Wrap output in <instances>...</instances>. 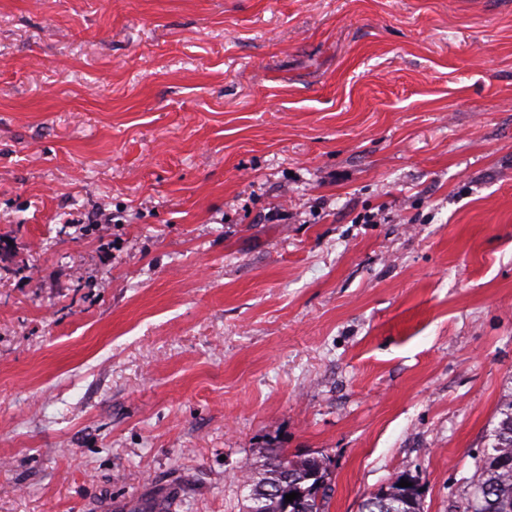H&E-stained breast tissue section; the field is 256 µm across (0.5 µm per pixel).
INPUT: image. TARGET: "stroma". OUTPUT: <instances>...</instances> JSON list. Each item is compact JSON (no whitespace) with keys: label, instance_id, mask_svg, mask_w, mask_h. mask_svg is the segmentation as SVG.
Masks as SVG:
<instances>
[{"label":"stroma","instance_id":"stroma-1","mask_svg":"<svg viewBox=\"0 0 512 512\" xmlns=\"http://www.w3.org/2000/svg\"><path fill=\"white\" fill-rule=\"evenodd\" d=\"M511 393L512 0H0V512H448ZM329 461L321 456L288 455L258 448L241 468L242 489L248 492L245 512H325L330 487ZM299 493L293 503L285 495ZM401 479L412 486L400 487ZM421 492L417 484L407 477H398L363 499L359 512H422Z\"/></svg>","mask_w":512,"mask_h":512}]
</instances>
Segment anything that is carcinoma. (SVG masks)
<instances>
[{
  "label": "carcinoma",
  "instance_id": "carcinoma-1",
  "mask_svg": "<svg viewBox=\"0 0 512 512\" xmlns=\"http://www.w3.org/2000/svg\"><path fill=\"white\" fill-rule=\"evenodd\" d=\"M497 414L454 512H512V394L501 400ZM330 481L329 461L323 456L259 448L241 468V487L247 490L244 512H326ZM399 483L396 479L363 499L359 512H422L417 484ZM292 492L297 499L285 501Z\"/></svg>",
  "mask_w": 512,
  "mask_h": 512
}]
</instances>
